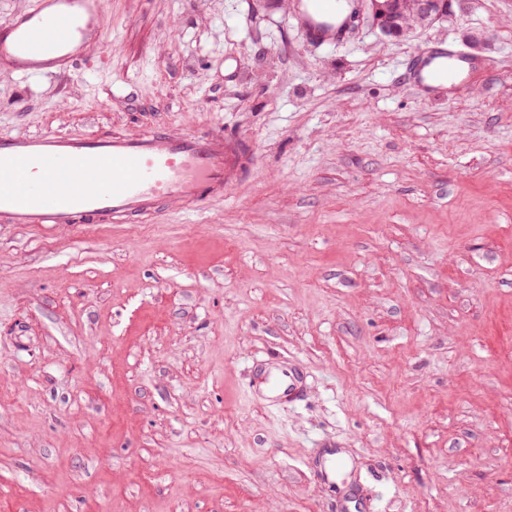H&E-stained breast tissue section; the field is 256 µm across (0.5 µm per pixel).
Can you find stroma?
Wrapping results in <instances>:
<instances>
[{
  "mask_svg": "<svg viewBox=\"0 0 512 512\" xmlns=\"http://www.w3.org/2000/svg\"><path fill=\"white\" fill-rule=\"evenodd\" d=\"M294 0H108L0 136L224 130L196 213L0 223V512H512V0L307 39ZM484 32L481 48L467 44ZM440 44L464 85L416 86ZM302 366L268 406L254 361ZM338 449L335 490L317 483Z\"/></svg>",
  "mask_w": 512,
  "mask_h": 512,
  "instance_id": "stroma-1",
  "label": "stroma"
}]
</instances>
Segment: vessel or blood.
<instances>
[{
    "label": "vessel or blood",
    "instance_id": "vessel-or-blood-1",
    "mask_svg": "<svg viewBox=\"0 0 512 512\" xmlns=\"http://www.w3.org/2000/svg\"><path fill=\"white\" fill-rule=\"evenodd\" d=\"M308 39L343 40L339 0H299ZM105 26L104 0H35L0 24V63L24 79L51 78L73 67ZM469 60L453 49L425 53L413 72L418 86L445 89L451 71ZM244 142L205 135H17L0 138V222L4 224H124L153 215L160 202L188 212L223 196L248 164ZM253 385L269 405L302 401V368L261 360Z\"/></svg>",
    "mask_w": 512,
    "mask_h": 512
}]
</instances>
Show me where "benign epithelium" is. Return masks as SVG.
I'll list each match as a JSON object with an SVG mask.
<instances>
[{"mask_svg": "<svg viewBox=\"0 0 512 512\" xmlns=\"http://www.w3.org/2000/svg\"><path fill=\"white\" fill-rule=\"evenodd\" d=\"M379 29L388 36L400 37L408 26L404 20L413 14L422 23H433L446 16L448 0H362Z\"/></svg>", "mask_w": 512, "mask_h": 512, "instance_id": "7a95c632", "label": "benign epithelium"}]
</instances>
